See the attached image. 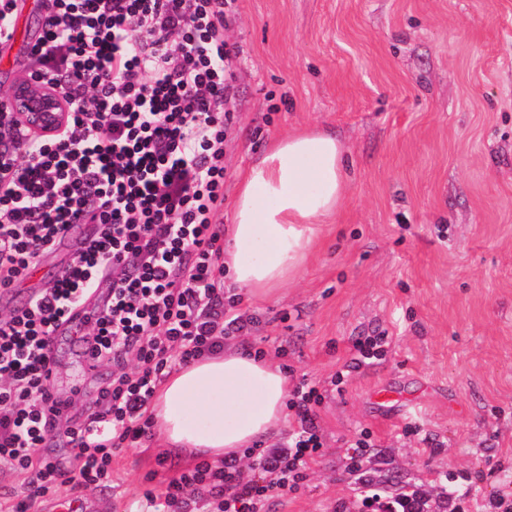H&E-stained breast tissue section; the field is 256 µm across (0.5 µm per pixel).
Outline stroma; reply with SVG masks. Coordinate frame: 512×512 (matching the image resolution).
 I'll return each mask as SVG.
<instances>
[{
    "label": "stroma",
    "mask_w": 512,
    "mask_h": 512,
    "mask_svg": "<svg viewBox=\"0 0 512 512\" xmlns=\"http://www.w3.org/2000/svg\"><path fill=\"white\" fill-rule=\"evenodd\" d=\"M226 31L240 46L230 74L236 122L225 147L224 204L242 173L291 132L332 133L347 183L299 274L243 296L258 321L244 348L278 360L291 382L321 383L358 336L386 332L374 365L318 409L321 457L266 512H366L358 474L409 475L434 512H493L512 494V0H236ZM42 0H17L0 44V87L26 75ZM57 392L78 416L112 375L84 370L56 343ZM404 400L376 405L377 386ZM419 425L407 434V424ZM370 432L361 473L347 444ZM190 460L154 436L112 457L107 487L34 500L58 512H147L145 490Z\"/></svg>",
    "instance_id": "stroma-1"
}]
</instances>
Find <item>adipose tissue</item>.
I'll return each mask as SVG.
<instances>
[{
    "label": "adipose tissue",
    "instance_id": "adipose-tissue-1",
    "mask_svg": "<svg viewBox=\"0 0 512 512\" xmlns=\"http://www.w3.org/2000/svg\"><path fill=\"white\" fill-rule=\"evenodd\" d=\"M344 191L336 137L304 131L277 141L239 184L224 250L233 282L268 290L294 278ZM287 397L288 376L276 360L227 350L166 377L150 414L164 447L218 463L284 423Z\"/></svg>",
    "mask_w": 512,
    "mask_h": 512
}]
</instances>
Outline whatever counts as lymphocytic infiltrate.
Returning a JSON list of instances; mask_svg holds the SVG:
<instances>
[{
	"instance_id": "1",
	"label": "lymphocytic infiltrate",
	"mask_w": 512,
	"mask_h": 512,
	"mask_svg": "<svg viewBox=\"0 0 512 512\" xmlns=\"http://www.w3.org/2000/svg\"><path fill=\"white\" fill-rule=\"evenodd\" d=\"M234 0H46L27 77L66 102L62 129L33 135L0 109V291L24 284L76 224H94L62 271L0 313V470L28 474L11 512L60 489L106 486L112 456L147 436L172 369L223 349L256 319L224 295V130L237 96L225 36ZM112 301L83 316V346L112 377L85 416L50 387L49 345L102 277ZM316 386L299 382L294 426L270 448L200 462L146 493L153 512H261L322 455ZM63 434L74 465L42 460Z\"/></svg>"
}]
</instances>
